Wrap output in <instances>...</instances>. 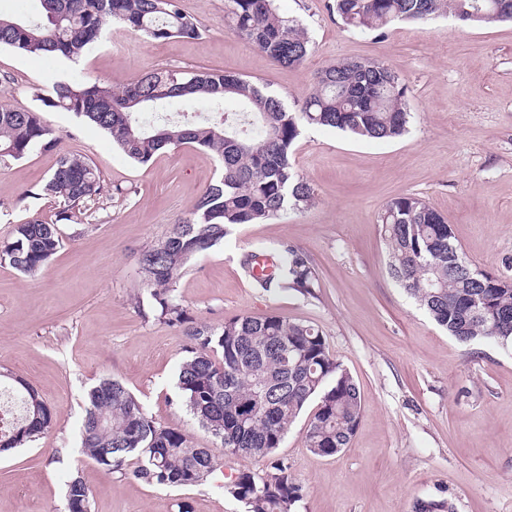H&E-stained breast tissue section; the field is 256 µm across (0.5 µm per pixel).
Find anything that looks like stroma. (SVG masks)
<instances>
[{
	"label": "stroma",
	"mask_w": 512,
	"mask_h": 512,
	"mask_svg": "<svg viewBox=\"0 0 512 512\" xmlns=\"http://www.w3.org/2000/svg\"><path fill=\"white\" fill-rule=\"evenodd\" d=\"M333 0H276L298 19L312 49L284 67L224 19V0H182L200 23L195 39L154 41L112 25L81 61L0 47V104L40 110L35 90L61 80L125 83L150 70H224L264 85L294 108L317 72L372 59L409 86L408 131L369 142L338 129L303 128L291 153L313 202L281 217L235 227L189 263L175 295L195 325L235 315L279 314L319 326L330 353L358 384L364 410L334 457L305 442L308 403L277 454L304 495L295 512H415L417 503L455 512H512V349L448 336L388 273L378 215L415 195L451 224L471 267L512 277V22L464 24L452 16L397 23L383 33L347 29ZM58 141L0 167V241L14 224L51 223L59 204L43 191L65 155L85 157L110 195L103 210L62 225L63 245L37 276L0 263V372L33 385L52 408L51 429L0 454V512H65L66 482L79 475L91 512H245L226 489L268 460L230 456L192 487L150 485L110 473L82 453L87 394L119 379L160 425H177L204 448L215 438L177 402L188 338L155 319L138 257L162 241L219 175L216 154L166 148L147 165L126 157L104 131L73 113L43 112ZM302 251L321 286L314 296L256 287L245 254Z\"/></svg>",
	"instance_id": "obj_1"
}]
</instances>
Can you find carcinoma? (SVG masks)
Here are the masks:
<instances>
[{
	"instance_id": "obj_1",
	"label": "carcinoma",
	"mask_w": 512,
	"mask_h": 512,
	"mask_svg": "<svg viewBox=\"0 0 512 512\" xmlns=\"http://www.w3.org/2000/svg\"><path fill=\"white\" fill-rule=\"evenodd\" d=\"M40 15H0V47L21 55L77 62L103 31L119 24L151 40L197 38L196 18L181 0H40ZM343 24L381 31L395 21L425 22L449 13L463 23L512 20L499 0H333ZM228 25L282 66L301 65L310 52L305 29L282 16L275 0H224ZM409 88L395 71L376 60L327 65L293 111L265 88L214 70L190 75L157 70L121 85L62 80L49 94L36 93L43 111L72 112L105 131L133 161L145 165L160 150L185 144L219 157L220 174L195 201L190 216L172 225L167 237L143 251L139 272L154 300V316L185 328L190 344L177 389L180 403L220 441L222 454L201 448L179 427L161 426L119 381L104 379L88 395L82 425L84 453L108 472L136 459L132 475L148 484L195 486L224 465L225 450L270 460L266 474L240 472L228 490L246 512H293L303 486L276 457L290 427L313 399L317 409L306 433L318 456L340 454L359 424L364 401L349 372L332 356L322 331L285 316L237 315L216 326H193L177 301L175 287L188 263L224 241L244 224L276 219L314 199L313 188L290 162L291 149L306 126H324L370 140L407 132ZM203 99L221 108L224 120L198 124L164 121L146 125L144 115L162 102ZM57 139L28 108L0 105V162L25 158ZM43 191L57 199L54 223L30 219L14 225L0 242V261L26 276L41 273L63 245L59 225L76 214L101 209L106 191L86 159L60 158ZM387 245L390 277L457 341L487 340L512 345V278L474 273L450 224L424 199L405 195L386 203L378 216ZM261 288L276 286L313 295L319 276L307 257L284 250L272 276H254ZM19 410L4 407L0 451L9 452L50 429L53 410L38 391L18 379ZM66 512H91L90 491L78 475L65 492Z\"/></svg>"
}]
</instances>
